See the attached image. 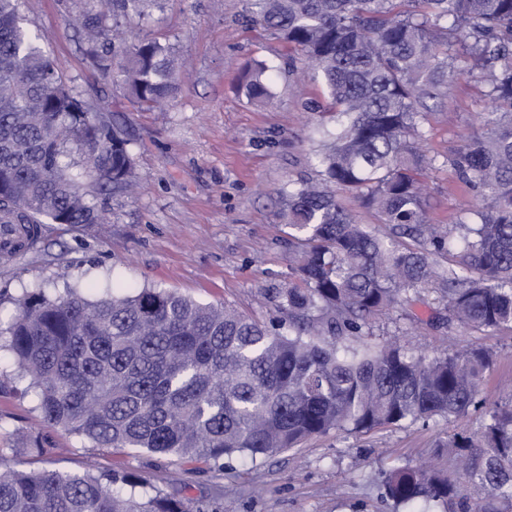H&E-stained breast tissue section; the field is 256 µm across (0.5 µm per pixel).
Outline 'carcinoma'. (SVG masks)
<instances>
[{
    "label": "carcinoma",
    "mask_w": 512,
    "mask_h": 512,
    "mask_svg": "<svg viewBox=\"0 0 512 512\" xmlns=\"http://www.w3.org/2000/svg\"><path fill=\"white\" fill-rule=\"evenodd\" d=\"M165 0H98L83 25L90 57L118 68L129 97L150 109L178 90L173 45L127 43L131 17ZM247 18L287 41L325 86L334 129L321 130L317 180L280 191L294 230L288 282L267 289L265 323L159 286L91 294L64 283L25 290L0 343L37 390L50 426L94 448L147 451L224 470V458H265L331 431L368 433L403 422L480 426L448 436L449 475L410 464L382 472L385 497L443 512H512V394L489 400L495 352L469 342L426 354L372 324L428 297L448 327H512V0H249ZM123 57L115 65L116 57ZM485 75L487 132L450 160L485 205L448 227L430 224L420 189L429 164L424 101L463 73ZM273 67L240 78L257 105L272 100ZM59 74L24 26L21 0H0V225L29 245L41 224H101L97 196L135 176L130 142ZM359 191L379 224H359L335 189ZM411 245L406 246L403 240ZM133 473L0 468V512H209Z\"/></svg>",
    "instance_id": "cac0c4a2"
}]
</instances>
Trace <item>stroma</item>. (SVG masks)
I'll return each mask as SVG.
<instances>
[{"instance_id":"obj_1","label":"stroma","mask_w":512,"mask_h":512,"mask_svg":"<svg viewBox=\"0 0 512 512\" xmlns=\"http://www.w3.org/2000/svg\"><path fill=\"white\" fill-rule=\"evenodd\" d=\"M247 0H167L150 23L130 19L126 41H169L182 62L174 100L152 112L134 106L115 73L97 69L82 28L86 0H25L29 28L43 37L55 68L89 103L100 107L130 142L138 184L132 192L99 201L105 224H46L37 247L0 262V319L16 311L23 290L62 287L64 281L102 289L169 288L203 304H226L258 320L275 316L266 290L288 280V228L279 190L317 176L316 132L328 109L323 85L287 43L246 21ZM276 66L270 105L249 103L238 89L246 67ZM487 85L463 75L428 100L424 151L430 160L422 184L427 217L457 223L482 206L463 187L452 157L485 127ZM419 325L399 313L377 321L372 339L403 332L426 352L455 349L463 341L493 348L497 365L483 390L494 399L512 393V331L470 332L436 323L432 304L414 308ZM478 415L458 420L406 422L371 434L329 433L301 446L253 460L236 456L215 472L143 453L118 454L50 427L36 407L29 382L13 356L0 349V459L27 470L130 471L159 488L218 512H394L384 498L381 473L401 464L451 470L438 441L477 428ZM45 454H38V447Z\"/></svg>"}]
</instances>
